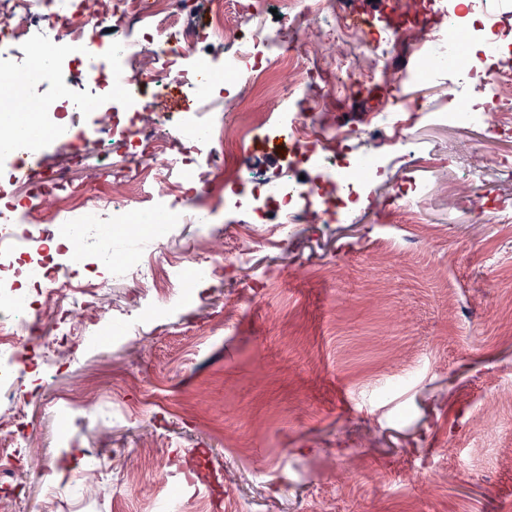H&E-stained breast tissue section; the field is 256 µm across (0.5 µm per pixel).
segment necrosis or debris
Wrapping results in <instances>:
<instances>
[{"instance_id":"1","label":"necrosis or debris","mask_w":512,"mask_h":512,"mask_svg":"<svg viewBox=\"0 0 512 512\" xmlns=\"http://www.w3.org/2000/svg\"><path fill=\"white\" fill-rule=\"evenodd\" d=\"M272 1L278 27H250ZM212 2L209 18L197 23L191 19L195 0H0V57L25 56L21 68L0 67V83L13 91L12 99H0V164L10 166L7 183H0V479L15 478L33 447L13 394L16 371L28 361L22 339L32 324L52 322L54 338L44 350L57 361L68 355L71 339L90 348L106 340L113 281L152 294L140 312L156 316L163 312L154 298L164 276L212 280L223 277L225 264H250L249 249L228 258L217 246L205 205L212 191L237 196L246 190L256 205L279 203L286 221L273 231L283 240L301 224H326L339 213L354 219L352 204L375 183L382 160L349 150L330 104L336 93L368 89L390 75L400 82L429 80L444 68L448 81L439 90L448 109L434 113V121L489 123L498 134L512 129V72L491 63L501 47L490 37L483 54L471 55L460 25L482 0H460L448 12L444 33L426 27L425 0H394L380 33L362 27L354 0ZM350 37L368 50L366 68H355L346 55ZM217 39L224 43L219 66L210 52ZM68 59L100 71L98 126L79 136L72 156L85 171L79 186L67 169L44 165L47 143L69 136L54 117L68 94ZM217 69L236 92L225 102L224 117L203 121L196 104L212 95L206 76ZM475 78L492 102L482 111L459 100ZM32 81L56 84L57 97H26ZM173 83L193 101L180 116L154 106ZM250 89L263 93V111H250ZM314 101L319 111L288 125L286 105ZM285 125L313 179L260 176L240 166L238 156L255 130ZM105 143L122 165L91 162ZM457 153L470 162L471 183L460 196L483 211L484 197L472 185L505 166L472 145ZM25 165L37 168L35 179L21 178ZM159 215L170 224H195L196 246L187 262L172 260L170 243L153 235Z\"/></svg>"}]
</instances>
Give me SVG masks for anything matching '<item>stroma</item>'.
<instances>
[{"label":"stroma","mask_w":512,"mask_h":512,"mask_svg":"<svg viewBox=\"0 0 512 512\" xmlns=\"http://www.w3.org/2000/svg\"><path fill=\"white\" fill-rule=\"evenodd\" d=\"M394 101L388 85L342 103L345 128L410 113L417 164H393L356 224H304L253 264L165 293L178 308L123 342L42 369L33 345L15 384L36 433L23 466L28 512H156L162 460L206 488L173 512H512V223L449 207L465 179L454 146L512 136L431 121L435 85ZM416 197L417 211L400 209ZM91 401L57 443L66 399ZM151 436L157 465L132 470ZM97 461L93 498L47 500ZM243 474L224 480L227 465Z\"/></svg>","instance_id":"obj_1"}]
</instances>
